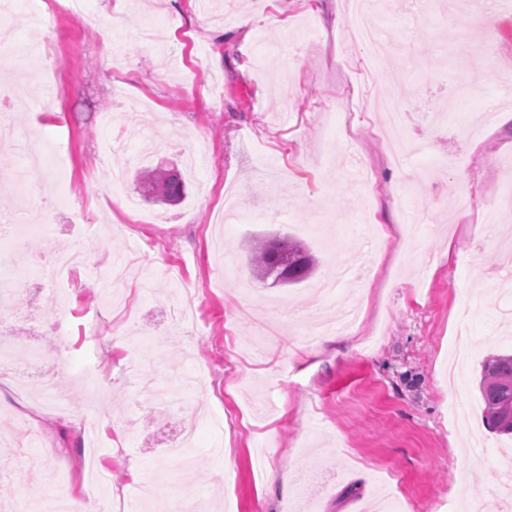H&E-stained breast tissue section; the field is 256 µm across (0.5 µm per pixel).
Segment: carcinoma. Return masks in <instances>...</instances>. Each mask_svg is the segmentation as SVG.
<instances>
[{
  "mask_svg": "<svg viewBox=\"0 0 512 512\" xmlns=\"http://www.w3.org/2000/svg\"><path fill=\"white\" fill-rule=\"evenodd\" d=\"M138 191L147 202L174 203L185 194V185L174 170L146 168L138 176ZM281 250L273 241L256 242L250 247V263L261 281L273 284H297L314 270L316 259L299 240L279 238ZM479 391L484 403V417L489 429L512 434V353L489 356L482 364Z\"/></svg>",
  "mask_w": 512,
  "mask_h": 512,
  "instance_id": "obj_1",
  "label": "carcinoma"
}]
</instances>
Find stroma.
Returning <instances> with one entry per match:
<instances>
[{
    "label": "stroma",
    "mask_w": 512,
    "mask_h": 512,
    "mask_svg": "<svg viewBox=\"0 0 512 512\" xmlns=\"http://www.w3.org/2000/svg\"><path fill=\"white\" fill-rule=\"evenodd\" d=\"M18 40L49 16L36 51L0 70V89L30 72L32 107L14 114L20 140L0 139V170L43 163L26 200L0 180V218L19 204L53 206L49 231L0 234L29 261L0 284V333L36 367L65 381L70 410L19 389L0 371V512L130 494L136 463L164 512L185 493L215 512H448L484 502L505 479L512 437L487 428L478 389L493 353L512 349V304L485 206H512V123L482 138L460 118L512 113V13L493 0H376L379 77L343 32L344 0H269L277 19L241 27L258 0H85L95 21L50 15L48 0H14ZM124 27L113 31L110 16ZM204 60L199 80L188 56ZM399 102L424 153L407 185L387 157L379 98ZM183 171L178 204L126 194L139 169ZM289 235L317 257L296 285L249 277L252 241ZM83 252L67 294L38 265L61 246ZM355 300L346 340L305 346L303 311L332 323ZM98 321L89 332L88 317ZM107 421L91 480L84 424ZM195 429L193 459L169 471L179 431Z\"/></svg>",
    "instance_id": "obj_1"
}]
</instances>
